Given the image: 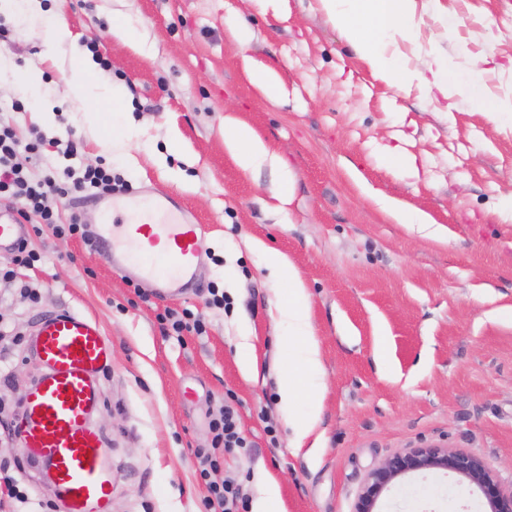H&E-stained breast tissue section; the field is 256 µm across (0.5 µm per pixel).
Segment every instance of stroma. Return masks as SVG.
I'll return each mask as SVG.
<instances>
[{"mask_svg":"<svg viewBox=\"0 0 512 512\" xmlns=\"http://www.w3.org/2000/svg\"><path fill=\"white\" fill-rule=\"evenodd\" d=\"M43 13L0 15L10 42L0 54L34 76L0 94L25 97L7 113L17 139L73 136L65 159L45 147L20 153L33 177L65 166L111 167L130 191L163 193L201 224L204 262L195 288L164 300L137 298L125 277L79 237L52 228L31 234L33 266L0 279V348L30 339L59 308L97 319L112 342L94 417L112 450V512H198L206 489L195 478L196 449L211 445L209 415L233 404L247 440L225 454L217 481L258 499L275 479L282 512H353L370 470L398 452L436 443L484 459L512 485V221L498 211L512 194V128L457 101L444 117L438 90L400 91L376 80L319 0H44ZM428 21L398 40L408 66L447 54L459 77L472 65L489 88L512 92V0H417ZM72 38L45 39L56 15ZM130 17L132 38L112 34ZM251 31L248 45L233 35ZM97 43L106 84L126 90L131 135L112 146V114L84 118L70 92L74 50ZM271 72L268 97L250 73ZM49 110L38 119L35 108ZM248 124L282 157L292 177L289 203L275 197L281 174L242 170L224 146L225 116ZM415 159L417 174L396 173L386 149ZM381 193L426 213L442 233H411L373 202ZM284 254L309 293L323 373L298 401L322 400L315 451H293L278 383L291 338L277 325L287 283L273 282L266 250ZM39 291L38 302L24 287ZM229 307L210 305L209 287ZM191 309L206 332L167 336L159 313ZM256 345L258 375L247 379L243 332ZM0 388V459L20 460L32 498L48 493L9 431L12 411L41 371L29 351L8 360ZM377 512H487L483 492L444 470L408 474L384 490Z\"/></svg>","mask_w":512,"mask_h":512,"instance_id":"obj_1","label":"stroma"}]
</instances>
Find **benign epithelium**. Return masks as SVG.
Instances as JSON below:
<instances>
[{"label":"benign epithelium","instance_id":"obj_1","mask_svg":"<svg viewBox=\"0 0 512 512\" xmlns=\"http://www.w3.org/2000/svg\"><path fill=\"white\" fill-rule=\"evenodd\" d=\"M443 469L480 487L485 493L488 512H512V488L504 489L494 470L471 453L426 445L395 453L372 469L359 494L354 512H375L376 501L396 479L416 471Z\"/></svg>","mask_w":512,"mask_h":512}]
</instances>
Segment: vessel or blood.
I'll return each instance as SVG.
<instances>
[{
    "label": "vessel or blood",
    "mask_w": 512,
    "mask_h": 512,
    "mask_svg": "<svg viewBox=\"0 0 512 512\" xmlns=\"http://www.w3.org/2000/svg\"><path fill=\"white\" fill-rule=\"evenodd\" d=\"M96 204L101 220L90 234L112 267L135 270L160 299L194 286L201 227L168 196L126 193ZM120 210L136 214L137 223H114ZM27 231L9 208L0 207V254ZM30 349L41 373L15 422L23 454L40 469L63 512H112V458L94 423L103 397L100 377L112 362L111 340L95 319L61 308L38 321Z\"/></svg>",
    "instance_id": "1"
}]
</instances>
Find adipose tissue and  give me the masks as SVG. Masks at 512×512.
<instances>
[{"label":"adipose tissue","mask_w":512,"mask_h":512,"mask_svg":"<svg viewBox=\"0 0 512 512\" xmlns=\"http://www.w3.org/2000/svg\"><path fill=\"white\" fill-rule=\"evenodd\" d=\"M329 21L341 32L355 55L365 62L375 77L388 85L403 88L412 84L438 88L447 100L469 99L481 107L495 124L512 125V99L493 94L483 80L482 69L467 79L453 76L447 55L435 54L424 67H409L389 46L395 38H410L422 25L416 12V0H320ZM231 134L224 145L237 165L245 171L262 166L279 168L280 159L265 143L234 117L224 119ZM267 268L273 281H287L288 302L277 309V322L295 341L288 367L279 379V400L289 430V446L302 448L315 436L320 423L322 403L311 398L306 405L297 402L302 382L318 385L322 375L320 343L314 333L308 306V290L287 259L268 251Z\"/></svg>","instance_id":"obj_1"}]
</instances>
